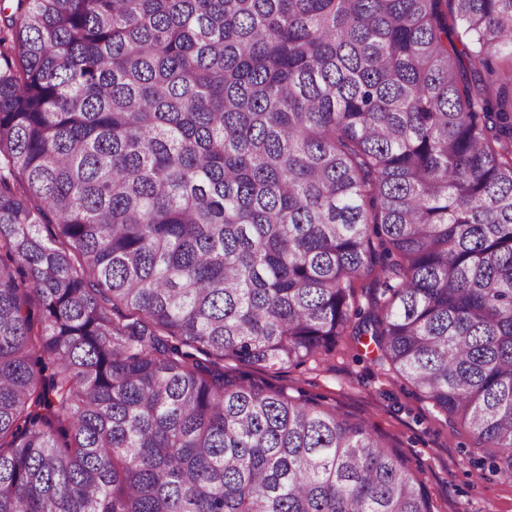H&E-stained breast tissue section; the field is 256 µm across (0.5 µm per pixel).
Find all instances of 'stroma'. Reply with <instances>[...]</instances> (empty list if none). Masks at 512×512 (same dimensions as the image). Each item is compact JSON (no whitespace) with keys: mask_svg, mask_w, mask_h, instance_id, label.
I'll return each instance as SVG.
<instances>
[{"mask_svg":"<svg viewBox=\"0 0 512 512\" xmlns=\"http://www.w3.org/2000/svg\"><path fill=\"white\" fill-rule=\"evenodd\" d=\"M248 374L366 419L410 460L438 512H512V481L492 473L489 451L381 362L367 337H343L321 362Z\"/></svg>","mask_w":512,"mask_h":512,"instance_id":"1","label":"stroma"}]
</instances>
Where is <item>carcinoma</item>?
I'll return each instance as SVG.
<instances>
[{
    "label": "carcinoma",
    "mask_w": 512,
    "mask_h": 512,
    "mask_svg": "<svg viewBox=\"0 0 512 512\" xmlns=\"http://www.w3.org/2000/svg\"><path fill=\"white\" fill-rule=\"evenodd\" d=\"M9 2L0 512H436L352 328L512 479V0Z\"/></svg>",
    "instance_id": "obj_1"
}]
</instances>
